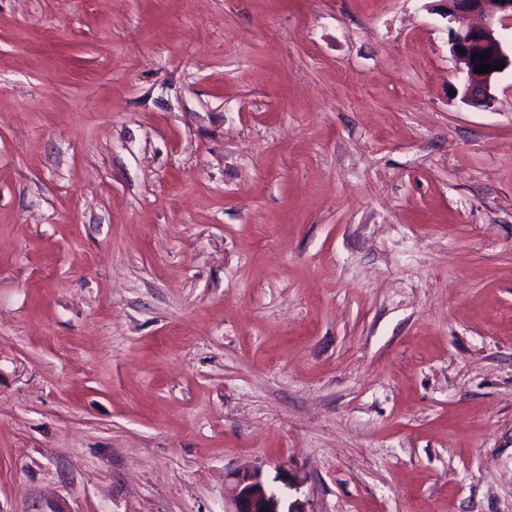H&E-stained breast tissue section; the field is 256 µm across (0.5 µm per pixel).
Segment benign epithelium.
Instances as JSON below:
<instances>
[{
	"mask_svg": "<svg viewBox=\"0 0 512 512\" xmlns=\"http://www.w3.org/2000/svg\"><path fill=\"white\" fill-rule=\"evenodd\" d=\"M446 8V16L452 20L463 15H479L481 23L449 29L452 54L460 60L459 72L462 99L474 107H487L494 101L492 93L496 78L501 71L490 70L486 74L476 72L480 62H502L504 68H512V56L506 54L501 30L512 22V0H440ZM489 54L482 60L476 54ZM278 496L267 486L256 471H244L235 477L233 510L231 512H278Z\"/></svg>",
	"mask_w": 512,
	"mask_h": 512,
	"instance_id": "1",
	"label": "benign epithelium"
}]
</instances>
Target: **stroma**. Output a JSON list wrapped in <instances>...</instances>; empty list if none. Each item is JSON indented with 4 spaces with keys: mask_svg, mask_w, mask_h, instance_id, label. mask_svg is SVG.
Here are the masks:
<instances>
[{
    "mask_svg": "<svg viewBox=\"0 0 512 512\" xmlns=\"http://www.w3.org/2000/svg\"><path fill=\"white\" fill-rule=\"evenodd\" d=\"M437 0H0V512H512V72ZM446 8V16L452 20L463 15H480L481 23L449 29V42L452 54L460 60L464 67L459 72V84L462 89V99L474 107H488L494 101L493 86L499 74L507 68L512 69L511 55L506 54L501 30L512 22V0H437ZM493 3L494 8L487 10V4ZM465 50V53L458 51ZM475 53H488L490 58H484L483 63L504 62L503 69L492 68L486 74L476 72L480 67V57ZM278 496L261 479L258 471H243L235 477L233 510L230 512H306L299 504H292L287 511H278Z\"/></svg>",
    "mask_w": 512,
    "mask_h": 512,
    "instance_id": "obj_1",
    "label": "stroma"
}]
</instances>
